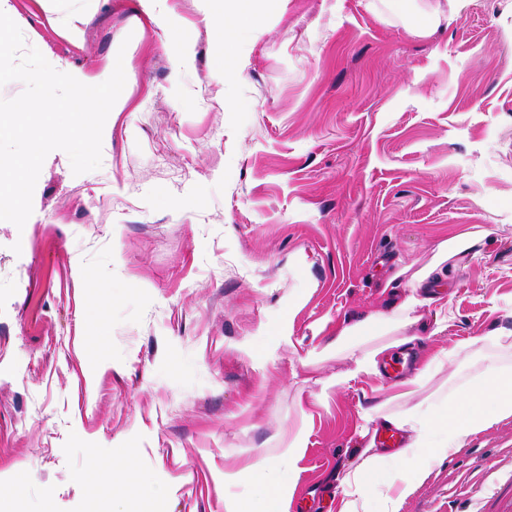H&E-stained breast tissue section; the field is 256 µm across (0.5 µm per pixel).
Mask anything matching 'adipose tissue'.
<instances>
[{"mask_svg": "<svg viewBox=\"0 0 512 512\" xmlns=\"http://www.w3.org/2000/svg\"><path fill=\"white\" fill-rule=\"evenodd\" d=\"M483 234L472 231L441 242L432 264L416 277L417 283L442 281L446 263L460 252L479 248ZM512 416V364L497 359L454 397L437 395L397 413L386 403L377 404L365 416L366 423L383 422L407 436L404 448L394 455L375 453L344 473L339 480L337 512H400L403 503L421 482L431 462L447 459L466 439ZM392 478H385V471ZM379 510H372V501Z\"/></svg>", "mask_w": 512, "mask_h": 512, "instance_id": "obj_1", "label": "adipose tissue"}]
</instances>
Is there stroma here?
Segmentation results:
<instances>
[{
  "label": "stroma",
  "mask_w": 512,
  "mask_h": 512,
  "mask_svg": "<svg viewBox=\"0 0 512 512\" xmlns=\"http://www.w3.org/2000/svg\"><path fill=\"white\" fill-rule=\"evenodd\" d=\"M433 4L282 0L221 43L223 0H167V27L141 0H8L56 70L126 77L100 168L76 175L50 152L24 227L0 221L11 512H233L256 468L288 484L286 512H337L368 409L452 392L495 358L480 339L512 330V0L420 29ZM472 230L480 255L457 257L397 346L442 357L427 383L405 398L382 375L328 388L351 363L325 352L337 325L390 313ZM304 416L292 472L281 452ZM503 498L512 417L432 462L401 512Z\"/></svg>",
  "instance_id": "stroma-1"
}]
</instances>
